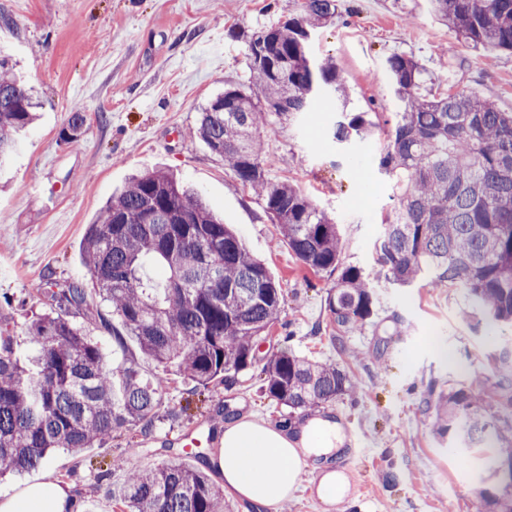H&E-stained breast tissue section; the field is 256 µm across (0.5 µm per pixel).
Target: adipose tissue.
Instances as JSON below:
<instances>
[{"mask_svg":"<svg viewBox=\"0 0 512 512\" xmlns=\"http://www.w3.org/2000/svg\"><path fill=\"white\" fill-rule=\"evenodd\" d=\"M346 440L342 428L323 416L272 425L249 415L224 424L215 459L224 488L254 512H275L298 489L306 469L317 473L312 491L337 508L348 492L343 473L328 465ZM0 512H80L69 486L38 481L0 499Z\"/></svg>","mask_w":512,"mask_h":512,"instance_id":"1","label":"adipose tissue"}]
</instances>
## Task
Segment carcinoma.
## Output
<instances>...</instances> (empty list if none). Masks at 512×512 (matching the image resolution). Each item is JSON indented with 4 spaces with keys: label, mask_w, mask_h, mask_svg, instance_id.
I'll return each mask as SVG.
<instances>
[{
    "label": "carcinoma",
    "mask_w": 512,
    "mask_h": 512,
    "mask_svg": "<svg viewBox=\"0 0 512 512\" xmlns=\"http://www.w3.org/2000/svg\"><path fill=\"white\" fill-rule=\"evenodd\" d=\"M456 39L475 49L512 52V0H428ZM336 0H303L300 15L246 37L256 97L229 87L202 110L192 139L224 160L254 192L288 248L314 272L336 275L328 297L340 335L373 314L362 271L339 264L341 238L332 222L291 182H274L263 165L261 129L310 111L327 88L346 103V86L331 60L315 57L310 33L336 16ZM401 103L386 132L380 166L397 178V206L375 244L392 281L406 286L428 273L438 285L465 288L497 325L512 327V113L468 89L422 93L423 68L394 54L385 69ZM31 90L0 60V164L17 135L36 119ZM86 115L74 109L65 136L78 139ZM362 113L338 122L335 137L365 136ZM83 260L94 293L110 307L100 328L123 344L130 337L163 375L147 378L133 361L112 366L76 319L87 316L86 289L48 290L54 309L35 317L28 336L39 345L21 364L14 337L0 334V476L45 467L53 452L75 455L137 427L150 439L157 412L177 376L192 394L222 384L255 363L254 347L278 323L281 289L262 260L173 173L132 177L88 225ZM161 262L158 282L142 269ZM119 325H114L113 320ZM265 391L290 411H306L352 395L345 369L284 349L260 368ZM442 436L483 448L495 437L497 458L512 463V436L459 388L427 403ZM121 512H229L220 487L203 471L160 462L130 470L108 490ZM484 512H512V496L484 489Z\"/></svg>",
    "instance_id": "obj_1"
}]
</instances>
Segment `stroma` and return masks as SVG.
<instances>
[{
    "label": "stroma",
    "instance_id": "1",
    "mask_svg": "<svg viewBox=\"0 0 512 512\" xmlns=\"http://www.w3.org/2000/svg\"><path fill=\"white\" fill-rule=\"evenodd\" d=\"M337 14L311 37L314 55L330 57L349 91L347 106L316 99L311 112L262 130L271 180L292 181L337 224L341 262L360 268L374 294L371 319L337 337L327 297L335 276L303 265L283 242L263 204L243 188L203 143L185 136L200 112L229 86L255 90L246 47L236 31L254 33L300 14L302 0H0V58L31 89L39 117L0 167V331L16 336L21 356L34 354L27 335L50 300L38 287L92 282L81 256L89 224L132 175L173 172L236 230L284 294L277 325L255 344L257 364L191 395L171 384L155 421L154 439L138 429L115 434L80 455L57 452L50 464L0 481V498L28 481L76 470L80 512H115L106 486L124 481L113 470L97 484L94 470L124 458L144 468L161 460L211 471L217 447L204 458L184 455V433L231 414L268 423L289 420L287 407L261 388L259 363L288 348L348 369L357 390L335 402L348 431L368 454L350 483L366 512H480L476 494L491 477L481 454L461 460L440 438L425 409L430 389L465 387L489 402L499 423L512 425V329L486 326L469 293L421 280L401 288L378 263L374 244L396 204V179L379 167L386 136L337 141L344 112L391 121L396 101L385 61L414 57L425 78L484 92L512 112V53L476 52L457 40L428 0H336ZM84 110L76 140L62 132L73 107Z\"/></svg>",
    "mask_w": 512,
    "mask_h": 512
}]
</instances>
